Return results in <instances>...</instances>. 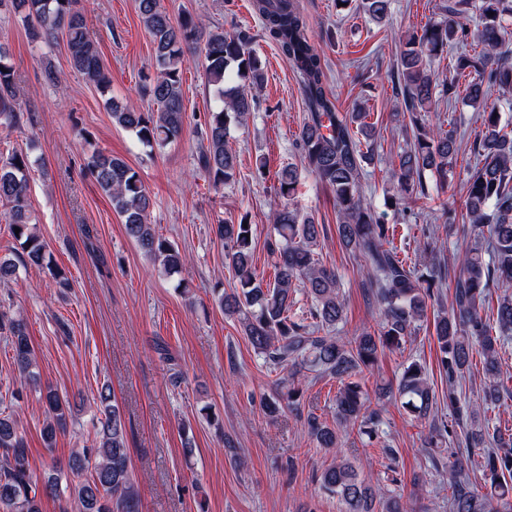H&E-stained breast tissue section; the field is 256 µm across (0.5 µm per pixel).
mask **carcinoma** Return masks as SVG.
<instances>
[{
	"mask_svg": "<svg viewBox=\"0 0 512 512\" xmlns=\"http://www.w3.org/2000/svg\"><path fill=\"white\" fill-rule=\"evenodd\" d=\"M79 0H0L5 9L32 25L52 46L65 42L71 67L101 89L109 87L100 54L89 39ZM392 0H361V8L375 23L391 19ZM137 9L154 46V74L144 93L156 109L144 112L136 104L115 96L108 109L116 126L133 133L149 151L162 150L179 140L186 123L182 72L189 53L201 54L205 76L214 89L215 105L206 113L200 169L219 190L237 177V157L227 148L232 123H242L254 111L253 93L262 73L244 31L204 33L191 13L173 21L159 0H137ZM263 22L264 35L273 42L296 72L307 106V119L298 135L300 164L277 173V194L284 200L272 215L275 279L263 283L254 266L253 225L219 222L216 236L224 241V258L237 287L223 291L218 304L236 320L254 352L272 371L330 376L340 387L335 399V420L328 423L313 413L306 426L319 448L339 449V435L355 432L369 443L381 442L382 409L371 407L368 391L356 377L373 368L387 349L401 348L415 333L430 303L442 302L443 286L451 289L448 307H440L434 320L439 350V373L448 380V413H439L436 392L427 371L412 360L403 368L396 388L383 395L401 403L416 421L427 427L428 458L434 471L451 467L448 512H512V432L504 433L486 413L495 410L512 388L501 379L500 350L512 342V295L497 297L496 313L487 317L489 288H512V130L500 124L498 106L487 104L492 89L500 102L512 108V29L503 24L512 15V0H455L443 18L402 40L394 87L407 116L406 148L391 171L397 203L427 197L425 175L446 185L453 177L458 154L453 131L434 129L422 113L431 110L439 84L431 73L432 58L448 45L471 36L477 21L479 49L456 58L453 75L444 83L448 96L463 89V99L483 112L484 130L473 150L479 163L467 179L460 208L462 232L470 246L460 260L461 269L449 274L444 255L430 250L427 273L419 272L393 247L392 230L380 223L362 190L364 163L372 151V128L358 109L340 112L326 84L325 63L296 0H252ZM16 75L8 52L0 45V124L19 125ZM31 161L22 152L0 159V203L7 206L11 227L20 228V262L47 269L60 288L70 286L65 272L53 262L48 245L34 230L29 201ZM87 168L131 238L167 277L183 272L186 259L178 247L151 224L154 200L139 172L124 159L97 148ZM312 173L333 194L341 223L340 245L352 252L366 270L367 299L377 303L383 318L378 327L361 326L354 336L337 335L346 319V304L336 271L320 258L322 226L290 201L301 172ZM310 299L308 314L294 311L298 294ZM13 349L19 380L32 377L35 355L25 323L0 310V333ZM483 359L484 389L481 403L461 398L459 381L471 357ZM288 379L264 402L270 419L285 410H299V390H281ZM46 408L42 438L53 449L66 431L73 403L50 386L40 391ZM99 417L91 445L71 454L67 468L72 478L61 484V471L50 462L42 485L32 482L28 448L13 412L0 410V512H41V497L64 499L76 512H140V499L127 448L123 410L107 385L94 397ZM477 459L486 492L481 493L465 470L463 460ZM323 491L336 496L345 512H407L402 495L394 490L378 495L371 479L346 457L338 455L319 478Z\"/></svg>",
	"mask_w": 512,
	"mask_h": 512,
	"instance_id": "cac0c4a2",
	"label": "carcinoma"
}]
</instances>
